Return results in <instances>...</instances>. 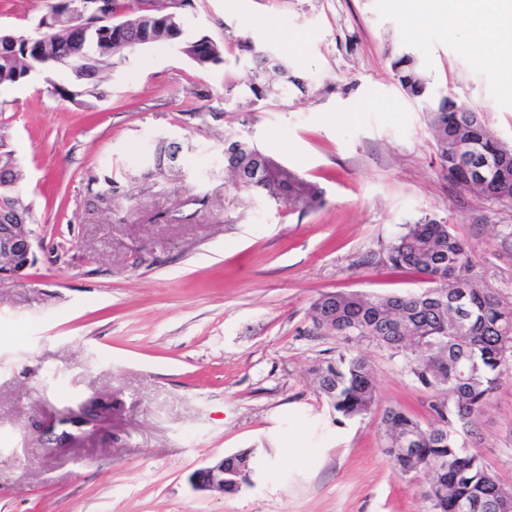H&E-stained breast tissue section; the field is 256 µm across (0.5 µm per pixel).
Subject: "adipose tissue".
<instances>
[{
	"label": "adipose tissue",
	"mask_w": 512,
	"mask_h": 512,
	"mask_svg": "<svg viewBox=\"0 0 512 512\" xmlns=\"http://www.w3.org/2000/svg\"><path fill=\"white\" fill-rule=\"evenodd\" d=\"M417 7L427 20L442 23L453 35L471 25L492 27L505 36L512 33V0H497L485 11L477 10L474 0H419Z\"/></svg>",
	"instance_id": "obj_1"
}]
</instances>
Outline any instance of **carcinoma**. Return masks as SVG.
<instances>
[{
    "label": "carcinoma",
    "instance_id": "obj_1",
    "mask_svg": "<svg viewBox=\"0 0 512 512\" xmlns=\"http://www.w3.org/2000/svg\"><path fill=\"white\" fill-rule=\"evenodd\" d=\"M195 0L169 3L157 0L151 12L128 18L127 34H152L157 43L182 42L191 49L193 63L206 69L222 61L224 47L206 36L187 40L182 21L172 13L188 14ZM240 50L250 53L254 75L247 85L254 102L282 101L288 86L307 90L288 65L257 49L251 41L237 40ZM402 90L420 101L430 117L436 153L448 178L465 190L499 203L512 204V160L497 163L476 176L449 169L448 151L456 142H469L477 155L509 157L506 148L474 109L436 95L417 60L408 54L391 63ZM43 68L36 50H19L12 62L0 59V85L25 80L32 69ZM274 72L275 84L260 76ZM63 99L102 98L105 92L95 78L70 86H53ZM181 145L158 141L152 160L163 172L174 165ZM224 172L236 194H256L281 202L301 212L315 208L322 191L295 171L283 166L254 145L224 139ZM18 170L0 169V194L12 195L13 205L27 224L34 223L31 209L16 192ZM386 263L397 271L423 276L427 287L410 294L375 296L356 292H328L315 299L308 310L312 336H347L376 341L402 356L413 380L431 393L429 408L434 420L427 426L401 408L385 409L381 425L385 453L393 470L415 483L429 512H498L499 496L512 494L503 485L477 448L467 438L491 407L503 379L512 375V303L505 304L496 291L480 285L472 274L469 249L451 228L424 217L405 225L388 245ZM316 390L330 410L347 419L364 416L378 401V389L366 359L351 351H339L312 369ZM257 464L252 451L224 457V492L249 485Z\"/></svg>",
    "mask_w": 512,
    "mask_h": 512
}]
</instances>
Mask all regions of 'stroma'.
I'll return each instance as SVG.
<instances>
[{"label": "stroma", "instance_id": "1", "mask_svg": "<svg viewBox=\"0 0 512 512\" xmlns=\"http://www.w3.org/2000/svg\"><path fill=\"white\" fill-rule=\"evenodd\" d=\"M183 30L222 44L223 62L201 70L153 44L103 72L104 99L53 94L71 79L61 66L0 86V138L41 243L25 279L0 288V512H428L384 454L380 419L397 406L431 423L429 391L377 342L307 335V311L326 292L423 288L384 259L425 215L512 303V204L449 179L391 61L415 56L434 93L482 112L510 146L512 91L414 0H196ZM241 37L286 58L309 92L250 103ZM228 135L317 183L320 206L230 194ZM162 138L182 149L160 174ZM107 176L118 197H103ZM196 194L207 206L176 220ZM344 348L369 362L379 401L340 421L312 369ZM93 402L99 421L68 447L45 444L36 421ZM472 444L512 487V377ZM246 449L251 486L191 488L195 470Z\"/></svg>", "mask_w": 512, "mask_h": 512}]
</instances>
